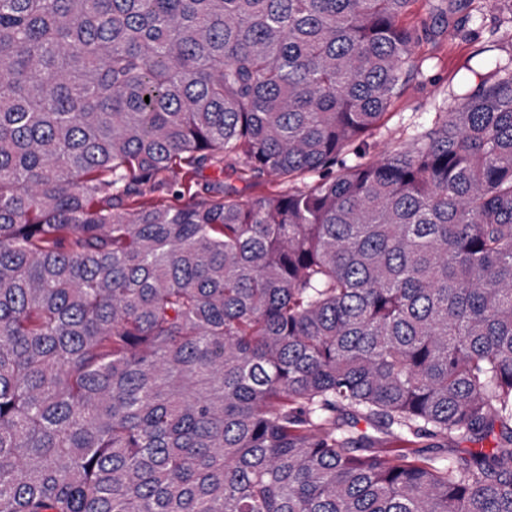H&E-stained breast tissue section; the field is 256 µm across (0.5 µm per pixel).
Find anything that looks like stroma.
Wrapping results in <instances>:
<instances>
[{"label": "stroma", "instance_id": "stroma-1", "mask_svg": "<svg viewBox=\"0 0 512 512\" xmlns=\"http://www.w3.org/2000/svg\"><path fill=\"white\" fill-rule=\"evenodd\" d=\"M512 6V0H475L473 16L458 19L454 28L422 43L414 55L417 75L390 108L388 120L374 137L376 150H383L407 131L431 122L436 113L451 111L452 94L462 83L478 81L495 65L512 63V28L499 27L498 20ZM177 190L172 194L143 193L136 199L142 206H182L198 199L202 186L218 181L233 187L248 199L276 190L270 178L240 179L232 171L205 170L203 175L183 183L182 171L173 174Z\"/></svg>", "mask_w": 512, "mask_h": 512}]
</instances>
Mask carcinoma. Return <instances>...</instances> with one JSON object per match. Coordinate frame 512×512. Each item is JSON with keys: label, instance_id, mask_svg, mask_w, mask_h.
<instances>
[{"label": "carcinoma", "instance_id": "1", "mask_svg": "<svg viewBox=\"0 0 512 512\" xmlns=\"http://www.w3.org/2000/svg\"><path fill=\"white\" fill-rule=\"evenodd\" d=\"M416 3L0 0V512H512V67L363 160ZM170 176L175 179L178 185L175 187L177 191L171 194H159L145 192L135 198V202L139 206H182L199 199L202 185L205 182L220 181L222 185L230 186L236 189L239 195L245 200L262 194H267L278 189V185L272 182L268 177H261L255 180L239 178L238 174L227 170L220 173L213 169H206L202 176L189 182L187 187L183 178V171L175 170ZM189 187H191L189 189ZM499 435L498 431H496L495 435L488 436L484 439L480 440H464L452 445H448V455H463L468 453L471 450L483 449L485 451L491 450V448H497L499 443Z\"/></svg>", "mask_w": 512, "mask_h": 512}]
</instances>
